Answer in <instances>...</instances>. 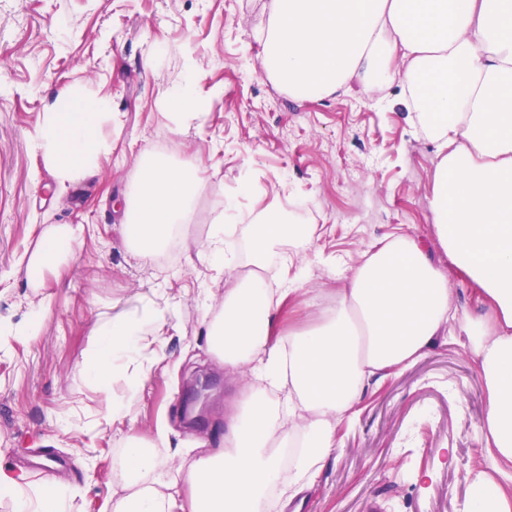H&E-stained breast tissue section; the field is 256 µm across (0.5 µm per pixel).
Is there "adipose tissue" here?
<instances>
[{
    "instance_id": "adipose-tissue-1",
    "label": "adipose tissue",
    "mask_w": 512,
    "mask_h": 512,
    "mask_svg": "<svg viewBox=\"0 0 512 512\" xmlns=\"http://www.w3.org/2000/svg\"><path fill=\"white\" fill-rule=\"evenodd\" d=\"M263 73L290 95L319 99L399 85L395 103L435 144L431 190L436 234L493 306L492 318L461 325L487 387V464L492 477L471 483L467 512H512L494 474L512 465V0H270L261 32ZM109 106L89 99L50 112L33 147L59 182L112 150L93 124ZM194 168L146 160L127 200L132 255L148 260L176 225L190 223ZM251 229L250 269L238 274L224 253V226ZM80 227L45 234L27 261L29 277L71 250ZM313 230L289 222L282 207L229 203L199 256L215 272H234L224 305L208 323L212 348L227 370L250 372L265 392H249L227 423L223 450L187 469L162 468L149 442L132 440L114 469L112 512H266L267 492L303 493L336 446L337 420L349 417L369 382L412 366L445 332L450 290L445 275L412 239L394 236L352 268L323 322L278 336L283 297L304 281L299 252ZM278 260V290L263 275ZM166 309L147 320L112 321L96 334L88 378L115 373L134 385L142 369V327H163ZM74 492L47 478L36 490L22 476L0 474V501L11 512H69Z\"/></svg>"
}]
</instances>
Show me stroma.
<instances>
[{
  "instance_id": "1",
  "label": "stroma",
  "mask_w": 512,
  "mask_h": 512,
  "mask_svg": "<svg viewBox=\"0 0 512 512\" xmlns=\"http://www.w3.org/2000/svg\"><path fill=\"white\" fill-rule=\"evenodd\" d=\"M269 0H0V319L24 323L34 291L27 260L42 234L82 225L69 257L47 270L41 293L54 303L41 331L0 351V471L24 474L23 459L58 460L54 477L73 488L71 512H100L113 467L134 438L168 442L159 462L178 469L224 446V426L241 405L250 373H231L210 349L208 316L224 303L223 281L197 250L226 203L253 196L311 224L310 275L282 302L281 331L320 322L340 282L336 264L355 266L387 235L413 239L441 267L452 310L489 308L453 264L432 224L434 144L399 92L299 100L261 71L259 31ZM200 74L204 114L175 132V105L160 101L188 71ZM105 98L96 120L112 143L93 169L60 186L31 148L45 113L73 97ZM167 144L171 158L197 166L192 231L169 261L137 262L127 249L119 204L138 177L142 154ZM256 175L243 193L244 169ZM166 288L162 337L143 331V386L114 375L110 390L127 416L97 425L99 390L86 377L99 327L139 316ZM212 381L207 405L190 400L196 376ZM487 391L459 327L437 337L411 367L371 387L339 424L338 445L296 512H462L474 473L485 468Z\"/></svg>"
}]
</instances>
